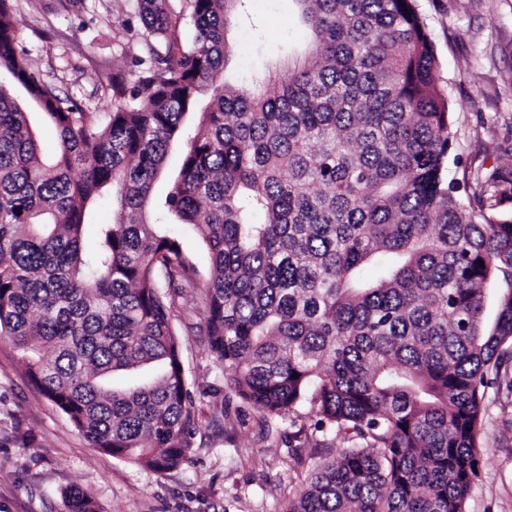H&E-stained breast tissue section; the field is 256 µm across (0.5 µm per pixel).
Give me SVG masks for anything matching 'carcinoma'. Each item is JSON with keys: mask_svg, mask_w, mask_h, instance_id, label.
<instances>
[{"mask_svg": "<svg viewBox=\"0 0 512 512\" xmlns=\"http://www.w3.org/2000/svg\"><path fill=\"white\" fill-rule=\"evenodd\" d=\"M243 2L136 0L147 53L99 112L30 67L0 0V67L58 140L44 156L0 85V340L92 447L163 473L192 452L173 319L198 288L225 402L269 436L302 405L316 418L311 481L284 512H465L484 396L512 363V163L456 196L414 0H294L303 48L230 85ZM104 193L112 223L86 252ZM169 224L200 235L207 280ZM66 506L97 512L79 486Z\"/></svg>", "mask_w": 512, "mask_h": 512, "instance_id": "carcinoma-1", "label": "carcinoma"}]
</instances>
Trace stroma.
Returning a JSON list of instances; mask_svg holds the SVG:
<instances>
[{
	"label": "stroma",
	"mask_w": 512,
	"mask_h": 512,
	"mask_svg": "<svg viewBox=\"0 0 512 512\" xmlns=\"http://www.w3.org/2000/svg\"><path fill=\"white\" fill-rule=\"evenodd\" d=\"M135 0H11V17L29 64L61 96L103 104L114 74H131L144 55L128 30L142 22ZM438 61L436 82L448 97L455 148L448 177L478 165L512 162V0H415ZM303 38L290 0H247L236 48L223 76L264 73L270 60ZM180 357L192 400V452L179 468L156 473L90 447L68 418L29 382L13 345L0 341V512H66L75 486L100 512H283L310 474L290 466L283 444L263 441L258 413L224 415V374L192 325L200 293L186 290ZM478 477L466 512H512V396L488 393Z\"/></svg>",
	"instance_id": "1"
}]
</instances>
